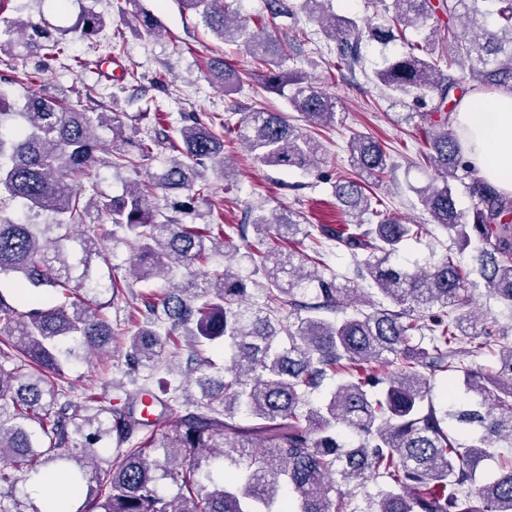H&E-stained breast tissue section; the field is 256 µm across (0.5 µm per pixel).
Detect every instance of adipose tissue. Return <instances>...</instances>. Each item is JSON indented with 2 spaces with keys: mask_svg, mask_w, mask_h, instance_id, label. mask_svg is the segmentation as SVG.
Here are the masks:
<instances>
[{
  "mask_svg": "<svg viewBox=\"0 0 512 512\" xmlns=\"http://www.w3.org/2000/svg\"><path fill=\"white\" fill-rule=\"evenodd\" d=\"M455 123L466 158L483 178L512 194V91L463 98Z\"/></svg>",
  "mask_w": 512,
  "mask_h": 512,
  "instance_id": "adipose-tissue-1",
  "label": "adipose tissue"
}]
</instances>
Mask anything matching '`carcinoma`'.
Listing matches in <instances>:
<instances>
[{"label": "carcinoma", "mask_w": 512, "mask_h": 512, "mask_svg": "<svg viewBox=\"0 0 512 512\" xmlns=\"http://www.w3.org/2000/svg\"><path fill=\"white\" fill-rule=\"evenodd\" d=\"M223 42L243 46L253 58L261 87L277 91L288 112L307 126L336 121V99L282 63L303 40L257 34L226 0H180ZM378 21L330 11L328 0H266L272 18L303 11L336 43V70L363 64L362 44L403 51L383 57L376 80L390 93L425 102L419 119L425 150L420 157L438 173L439 184L417 191L432 223L453 243L476 252L477 272L488 291L512 308V196L477 175L449 124L461 99L480 89L512 91V0H369ZM448 16L438 27L437 12ZM104 16L85 9L67 27L31 17L0 25V54L19 51L43 64L83 67L72 45L98 34ZM421 34L408 40L407 29ZM468 69L470 85L448 75L442 64ZM208 78L232 92L242 75L213 58ZM40 71L15 80L22 93L0 92V485L39 474L49 462L64 465L82 449L67 485L85 495L80 506L67 494L55 512H512V456L498 472L477 479L481 463L499 442L512 445V343L496 321L482 340L465 344L475 316L462 295L467 273L445 254L414 270L397 258L406 241L427 232L383 215L376 194L394 164L371 137L354 133L348 151L353 174L340 172L332 185L336 202L353 224H321L312 234L300 212L256 215L258 245L246 258L267 280L262 306L249 299L250 279L232 266L238 254L227 229L244 226L212 220L207 171L224 166V134L194 117L185 118L181 144L170 148L150 179L119 196L82 187L102 164L101 132L121 138L122 152L107 165L137 168L158 159L159 134L140 135L98 111V91L86 85L75 96L33 91ZM287 112L252 107L236 123V137L261 164L312 173L321 144L291 123ZM462 180L476 200L472 214L458 207L452 183ZM162 196L171 214L156 204ZM42 215L51 220L40 223ZM191 218L188 224L185 218ZM203 223L196 224L194 220ZM130 243L135 281L167 278L185 270L187 282L158 301H143L138 330L130 336L106 309L133 284L102 273L97 259L106 243ZM224 245V271H204L210 253ZM342 247L352 256L354 277L326 279L322 252ZM374 294L357 302L359 282ZM8 282L9 288L1 287ZM438 307L428 317L423 313ZM352 313H347V309ZM343 317H338V314ZM184 330L210 367L206 348L224 344V381L209 386L201 374V399L184 401L185 414L169 432L137 437L147 424L138 402L106 405L67 394V371L81 356L108 350L124 337L129 369L154 362L165 341ZM497 357L491 370L475 359ZM448 376L447 402L432 397L434 380ZM178 385L157 396L156 420L172 411ZM360 443H339L340 427ZM115 441L106 478L94 462V445ZM180 486L168 495L160 480ZM380 484L368 508L354 505L355 490Z\"/></svg>", "instance_id": "1"}]
</instances>
